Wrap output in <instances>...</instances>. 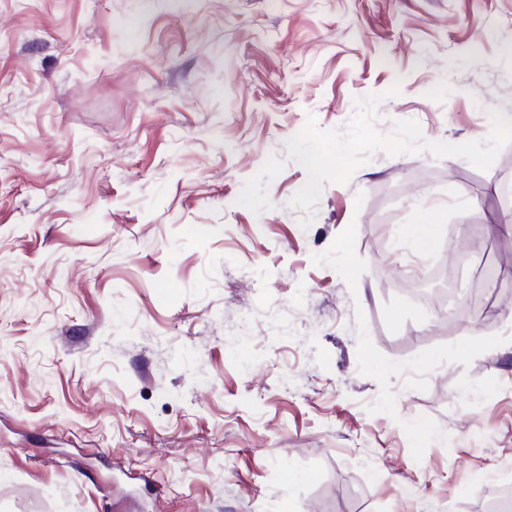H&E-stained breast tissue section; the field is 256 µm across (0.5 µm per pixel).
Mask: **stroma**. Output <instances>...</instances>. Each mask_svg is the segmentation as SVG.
Returning a JSON list of instances; mask_svg holds the SVG:
<instances>
[{"label":"stroma","mask_w":512,"mask_h":512,"mask_svg":"<svg viewBox=\"0 0 512 512\" xmlns=\"http://www.w3.org/2000/svg\"><path fill=\"white\" fill-rule=\"evenodd\" d=\"M505 112L512 0H0V512L512 495ZM436 218L428 213L420 224L401 225L400 237L414 244L420 250H428L437 244Z\"/></svg>","instance_id":"obj_1"}]
</instances>
